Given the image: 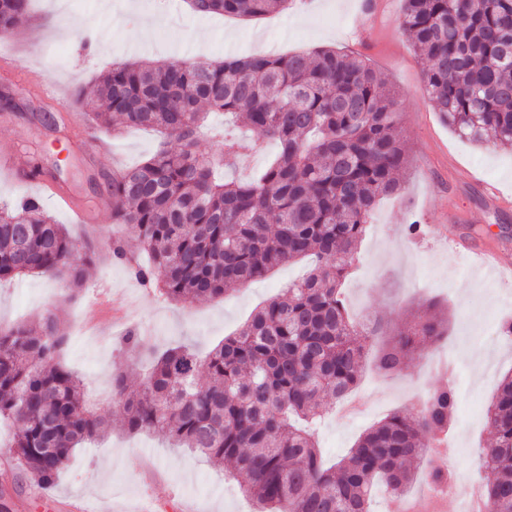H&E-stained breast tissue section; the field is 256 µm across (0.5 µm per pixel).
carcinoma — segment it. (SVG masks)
Wrapping results in <instances>:
<instances>
[{
    "label": "carcinoma",
    "mask_w": 512,
    "mask_h": 512,
    "mask_svg": "<svg viewBox=\"0 0 512 512\" xmlns=\"http://www.w3.org/2000/svg\"><path fill=\"white\" fill-rule=\"evenodd\" d=\"M29 0H0V37L13 34ZM292 0H189L196 14L261 17ZM400 26L425 63L427 98L440 118L475 143L512 148V0H403ZM96 126H150L166 143L141 165L112 174V223L136 236L142 263L115 239L107 251L168 301H209L285 263L310 257L307 276L286 286L233 336L200 359L186 346L154 353L135 393L117 370L112 402L130 433L156 432L175 448L227 462L256 512H369L381 486L399 495L419 473L435 434L450 429L458 395L448 386L416 411L396 412L327 467L313 439L324 400L357 383L367 343L382 324L353 320L341 285L377 200L401 192L408 163L398 97L364 59L321 49L222 62L114 64L77 92ZM214 112L279 144L246 180L216 177L196 150L200 121ZM224 167L255 147L218 132ZM96 249L75 242L40 198L0 206V282L66 274L75 297ZM445 335L430 312L399 330L375 357L404 371L423 343ZM70 336L53 310L39 324L0 329V426L7 452L38 486L55 483L81 446L108 428L83 380L62 360ZM204 372L208 382L196 378ZM493 443L482 453L487 512H512V375L488 408Z\"/></svg>",
    "instance_id": "carcinoma-1"
}]
</instances>
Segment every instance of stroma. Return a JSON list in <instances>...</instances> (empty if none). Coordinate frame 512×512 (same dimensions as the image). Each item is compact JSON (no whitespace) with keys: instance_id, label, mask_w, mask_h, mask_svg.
Masks as SVG:
<instances>
[{"instance_id":"35a3bbf8","label":"stroma","mask_w":512,"mask_h":512,"mask_svg":"<svg viewBox=\"0 0 512 512\" xmlns=\"http://www.w3.org/2000/svg\"><path fill=\"white\" fill-rule=\"evenodd\" d=\"M376 2L369 14L361 0H296L293 9L262 18H203L185 0H138L140 12L160 20L144 41L132 44L127 31L137 14L126 11L125 0H33L17 40L0 39V56H19L22 65L45 74L47 86H22L0 68V88L13 93L11 106L0 105V156L23 153L41 164L43 176L34 182L0 174V202L32 193L78 243L101 248L122 238L135 247L129 229L112 221L107 182L155 152L159 134L139 127L97 128L77 137L70 130L71 110L60 107L57 97H73L115 62L320 48L368 58L400 95L409 148L400 176L406 192L381 200L373 211L343 293L353 317L379 319L392 333L423 313L429 301H440L448 333L418 349L401 374L384 377L366 363L348 395L366 400V408L349 414L339 403H328L315 439L327 462L340 461L371 426L417 408L421 390L455 379L465 389L451 431L455 452L437 465L449 475L469 472L481 480L479 453L491 443L487 409L499 381L512 374V339L498 342L493 335L505 319L501 299L512 291V278L489 280L477 263H465L456 253L453 238L512 252V151L472 144L442 121L425 95L424 63L399 24L402 0ZM61 195L69 206L58 204ZM414 222L422 232L411 236L406 228ZM306 271V263L287 264L207 303L165 301L123 265L106 261L89 269L86 287L72 303L63 301L60 281L40 275L1 284L2 327L58 304L72 336L64 360L80 373L110 422L107 436L79 450L47 490L6 452L10 430L0 429V490L12 512H65L64 502L74 499L92 512H137L149 498L155 512H178L184 499L195 503L196 512H255L227 463L195 459L155 434H128L110 402L112 373L145 360L141 348L126 343L128 331H139L160 351L188 345L208 352Z\"/></svg>"}]
</instances>
